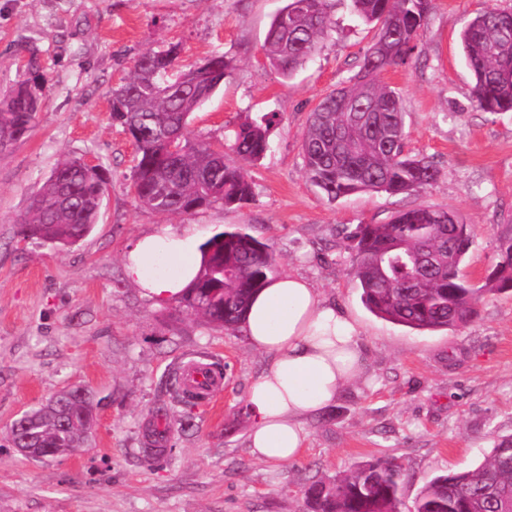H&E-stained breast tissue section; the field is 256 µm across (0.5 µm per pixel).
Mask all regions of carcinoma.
Segmentation results:
<instances>
[{
  "label": "carcinoma",
  "instance_id": "cac0c4a2",
  "mask_svg": "<svg viewBox=\"0 0 512 512\" xmlns=\"http://www.w3.org/2000/svg\"><path fill=\"white\" fill-rule=\"evenodd\" d=\"M332 0H286L272 19L262 46L266 63L291 77L317 52L331 27ZM350 12L375 30L374 42L390 50L365 51L355 79L330 91L310 112L302 142L306 174L333 203L357 193L411 194L433 184L432 161L405 151L401 92L380 81L402 67L417 48L433 0H349ZM463 52L474 77L472 98L484 112H512V12L485 11L461 32ZM234 60L224 53L201 63L178 65V47L148 51L132 75L112 92V119L136 147L133 194L157 214H190L214 203L226 207L252 198L245 167L263 158L273 113L243 122L225 136L229 152L209 144L187 147L193 112L224 83ZM364 108L345 112L338 99ZM43 104L42 91L27 83L0 98V150L23 139ZM109 180L64 158L30 198L19 234L52 246H72L98 223ZM350 275L364 306L376 317L413 330H451L474 321L487 295L512 286V231L497 238L493 274L476 286L463 274L473 232L456 212L419 206L396 212L386 224H358ZM196 280L180 296L188 316L226 330L240 328L253 293L278 275L273 247L243 228L226 229L201 245ZM96 423L89 393L54 396L11 429L16 448H64L71 453L88 441ZM405 477L394 459H371L332 480H316L305 493L309 512H400ZM416 512H512V436L496 440L478 465L449 471L422 487Z\"/></svg>",
  "mask_w": 512,
  "mask_h": 512
}]
</instances>
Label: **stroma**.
<instances>
[{
  "mask_svg": "<svg viewBox=\"0 0 512 512\" xmlns=\"http://www.w3.org/2000/svg\"><path fill=\"white\" fill-rule=\"evenodd\" d=\"M285 0H0V94L32 79L36 56L44 104L28 135L0 151V512H307L304 490L362 461L395 457L406 467L402 512L426 480L480 463L512 435V291L486 297L478 318L455 330L417 331L377 318L349 275L347 232L384 224L400 210H455L472 227L467 270L496 261L512 217V112L472 101L459 33L477 13L512 0H435L408 66L384 71L399 87L409 152L433 161L437 180L391 196L327 202L306 175L301 142L309 112L346 83L374 32L345 8L316 56L291 78L266 64L262 44ZM179 47L183 65L221 52L235 60L223 85L190 118L188 137L221 146L225 127L279 113L270 148L248 174L239 207L221 204L161 216L136 204V150L112 119V91L146 51ZM105 169L110 184L93 231L56 248L21 238L28 199L62 157ZM191 228L200 240L241 227L275 249L281 273L308 278L362 326L366 362L324 414L305 420V450L288 466L261 463L247 447V389L268 364L242 331L158 306L126 275L123 257L142 234ZM224 366V390L194 406L193 422L165 388L199 356ZM98 403L88 444L36 461L12 447L10 427L65 388ZM165 455L144 456L157 418Z\"/></svg>",
  "mask_w": 512,
  "mask_h": 512,
  "instance_id": "1",
  "label": "stroma"
}]
</instances>
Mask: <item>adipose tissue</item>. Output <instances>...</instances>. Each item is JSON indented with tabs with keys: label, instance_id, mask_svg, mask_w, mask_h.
<instances>
[{
	"label": "adipose tissue",
	"instance_id": "adipose-tissue-1",
	"mask_svg": "<svg viewBox=\"0 0 512 512\" xmlns=\"http://www.w3.org/2000/svg\"><path fill=\"white\" fill-rule=\"evenodd\" d=\"M195 232L165 227L139 237L125 255L127 277L151 299L179 296L196 277ZM242 329L269 364L251 382L250 454L258 461H296L307 441L305 419L323 414L364 371L362 327L304 277L287 274L254 296Z\"/></svg>",
	"mask_w": 512,
	"mask_h": 512
}]
</instances>
